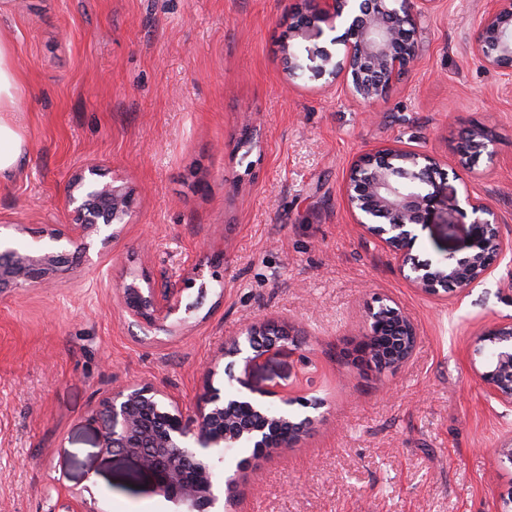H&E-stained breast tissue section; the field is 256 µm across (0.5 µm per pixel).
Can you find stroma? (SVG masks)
<instances>
[{
  "label": "stroma",
  "instance_id": "stroma-1",
  "mask_svg": "<svg viewBox=\"0 0 512 512\" xmlns=\"http://www.w3.org/2000/svg\"><path fill=\"white\" fill-rule=\"evenodd\" d=\"M296 2L0 0L30 150L0 185V240L29 249L69 231L68 186L89 165L133 197L109 242L0 293V512H173L155 475L100 448L98 411L113 391L149 386L191 414L207 385L239 393L228 366L269 405L289 394L320 407L294 447L232 450L243 467L233 488L216 483L224 512H501L512 498L498 453L512 405L480 381L475 352L481 331L512 323V251L472 288L432 297L345 200L358 154L419 149L445 174L419 261L467 254L469 196L512 240V79L471 46L489 0L417 15V58L373 118L319 73L323 51L342 53L331 32L299 38L305 75L289 79ZM472 123L494 132V155L465 167L454 147ZM132 273L176 284L185 323L133 322L116 289ZM377 296L417 331L410 362L379 379L346 363ZM260 317L298 332L299 349L228 361Z\"/></svg>",
  "mask_w": 512,
  "mask_h": 512
}]
</instances>
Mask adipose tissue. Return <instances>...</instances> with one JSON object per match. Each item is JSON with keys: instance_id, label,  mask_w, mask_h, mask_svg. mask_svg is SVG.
<instances>
[{"instance_id": "ef3b65f1", "label": "adipose tissue", "mask_w": 512, "mask_h": 512, "mask_svg": "<svg viewBox=\"0 0 512 512\" xmlns=\"http://www.w3.org/2000/svg\"><path fill=\"white\" fill-rule=\"evenodd\" d=\"M27 95L10 43L0 40V182L7 183L20 172L28 149L24 130L15 114Z\"/></svg>"}]
</instances>
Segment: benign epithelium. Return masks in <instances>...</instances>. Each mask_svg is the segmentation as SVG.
<instances>
[{"instance_id": "7a95c632", "label": "benign epithelium", "mask_w": 512, "mask_h": 512, "mask_svg": "<svg viewBox=\"0 0 512 512\" xmlns=\"http://www.w3.org/2000/svg\"><path fill=\"white\" fill-rule=\"evenodd\" d=\"M432 0H299L291 14L290 38L296 39L309 29L322 33L324 23L336 30V20L345 25L332 42L344 46L341 58L321 54L320 73L332 81H342L352 96L372 107L384 98L398 70L415 60L413 40L415 16ZM473 53L488 66L512 74V0H491V7L475 32ZM288 76H301L300 51L284 46ZM492 130L472 125L457 141L456 152L463 165L485 155L492 157ZM442 172L426 153L390 144L358 156L350 165L345 188L348 209L354 223L377 238L401 261L405 278L422 292L442 297L454 288L463 290L490 274L500 256L512 250V242L501 236L496 214L488 206L468 197L475 215L471 223L469 253L457 259L448 257L435 265L424 264L412 254L417 239L415 229L430 222L437 205V178ZM101 169L89 166L76 175L67 194L75 224L71 233L51 230V246L24 253L6 247L0 249V288H24L66 263V248L76 245L84 250L83 240L95 235L102 242L114 236L113 226L125 223L132 208L130 195L112 182H102ZM124 305L134 322L148 329H165L179 307L172 303L174 288L168 282L141 285L137 279L118 285ZM393 324L398 336L392 355L382 361L368 353V366L378 374L395 371L412 356L417 338L409 315L400 307L377 296L366 310L363 339L382 335ZM249 339L266 337L253 344L245 358L250 367L271 349L298 345L293 333L271 320L254 323L246 330ZM477 354L484 355L479 378L499 401L512 405V324L495 326L476 340ZM224 401L221 389L210 387L195 415L184 416L165 394L141 386L119 390L100 409L104 431L99 442L106 452L138 459L156 474L160 494L175 506V512H206L215 507L213 468L224 457L209 453L213 448L268 447L266 429L260 426L224 428ZM201 465L200 478L188 483L181 473L187 462Z\"/></svg>"}]
</instances>
